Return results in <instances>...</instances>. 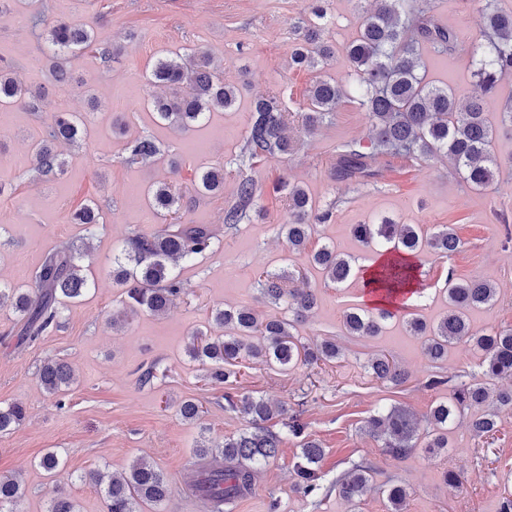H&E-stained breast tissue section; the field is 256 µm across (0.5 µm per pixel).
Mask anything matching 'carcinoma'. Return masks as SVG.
Instances as JSON below:
<instances>
[{
    "label": "carcinoma",
    "mask_w": 512,
    "mask_h": 512,
    "mask_svg": "<svg viewBox=\"0 0 512 512\" xmlns=\"http://www.w3.org/2000/svg\"><path fill=\"white\" fill-rule=\"evenodd\" d=\"M367 2L372 7L359 17L358 36L345 47L356 83L350 87L319 76L308 89L301 109L303 125L309 132L331 118L342 99L352 94L368 112L369 144L351 141L338 149L335 179L373 178L378 175V163L384 157L420 161L443 154L453 161L457 176L470 188L480 191L493 184L501 162L495 157L492 144L498 131L512 132V101L499 113L497 125H492L482 98L472 97L462 105L454 91L424 80L420 74L424 68L422 50L450 57L467 51L473 76L484 93L493 95L501 79L512 74V12L485 4L483 28L477 36L464 41L455 30L435 21L420 6L423 0ZM313 15L316 22L310 24L293 50L292 63L297 68L321 72L333 58L334 49L322 38L319 21L325 17L323 7H313ZM45 26L46 46L53 59L52 78L57 83L70 80L67 56L73 51L97 48L104 60L112 58V49L97 47L93 32L81 26L59 21L47 22ZM192 55L189 64L182 62L178 54L160 58L152 69V84L172 89L171 97L157 96L151 101L153 110L178 129H188L203 121L207 113L228 109L236 101L234 87L221 79L209 53L196 49ZM14 106L42 112L46 107L45 96L39 90H30L12 67L0 65V107ZM285 130L286 121L277 97H261L254 103L243 150L251 156L286 154L291 143ZM85 133L83 118L70 112L52 113L47 133L31 142L39 172L49 175L62 171L64 161L55 149L56 143L75 142ZM127 150L126 162L140 164L154 158L160 148L149 138H136ZM223 188L222 168L210 167L198 176L196 193L200 196L216 194ZM258 193L253 179L241 178L235 203L224 211V226L234 229L242 223ZM147 199L155 210L168 216L180 210L182 195L173 185L163 182L149 187ZM288 212V223L282 225L288 251L301 255L307 249L313 225L326 222L330 213L316 211L306 190L298 185L288 189ZM71 220L75 224H98L100 213L95 207L83 205L73 211ZM353 235L367 248H380L387 259L370 276L363 277L368 295L377 300L374 307H357L344 316V329L352 336L377 335L388 320L399 316L402 300L421 294L414 258L425 251L449 256L461 248L460 238L446 224L425 235L417 224H398L384 218L378 224L355 225ZM212 246L213 234L204 224H167L155 234L129 238L112 260L113 279L124 288L125 310L161 315L183 293L170 262L191 260ZM80 259L81 253L70 245L50 252L35 274L34 296L0 284V307L9 306L20 316L19 342L30 343L42 336L56 325L61 306L80 299L90 289ZM308 260L334 284H343L355 275L351 260L329 244L309 254ZM294 278L295 273L290 270L267 272L261 285L270 303H287L299 319L315 307L316 295L309 288L285 287V282ZM445 285L448 310L437 323L429 325L412 314L406 318L410 332L422 337L425 357L437 362L448 354L449 346L468 343L482 353L484 378H512V329L478 334L469 321L471 311L495 303L497 288L487 279H458L452 272L448 273ZM212 325L220 333L193 334L186 352L191 359L210 365L209 377L215 383L222 384L235 375L232 367L242 359L275 363L288 369L300 363L311 365L339 357L335 343L324 341L314 348L307 347L292 332L294 322L278 317L260 319L247 308H219L213 313ZM370 369L375 378L394 385L407 378L385 356L374 359ZM39 381L45 392L56 394L69 386L70 368L63 361H47L39 369ZM489 397L483 382L456 384L451 401L432 410L433 439L423 446L413 416L400 407L370 416L366 429L381 441L385 454L394 460L420 449L431 453L436 448L448 447V425L462 411H473L469 427L475 435L492 432L497 412L485 409ZM224 400L248 420L254 431L246 430L224 439L217 453L203 442L196 446L192 487L208 512H224V505L250 491L259 470L276 457L280 444L279 436L263 426L271 418V410L263 399L227 395ZM26 417V408L19 403L0 407V433L18 428ZM321 456L318 443L302 441L295 486L305 496L320 489ZM85 478L103 488L105 512H140L142 503L160 505L170 494L164 474L140 460L133 461L118 478L100 470ZM368 484L367 467L358 465L336 480V492L355 506ZM23 496L18 476L0 475V512H20ZM406 498L403 487L387 489L390 512H404Z\"/></svg>",
    "instance_id": "cac0c4a2"
}]
</instances>
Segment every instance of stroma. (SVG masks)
Returning <instances> with one entry per match:
<instances>
[{"mask_svg": "<svg viewBox=\"0 0 512 512\" xmlns=\"http://www.w3.org/2000/svg\"><path fill=\"white\" fill-rule=\"evenodd\" d=\"M433 17L462 38L475 36L482 14L471 0H430ZM329 24L323 37L335 51L328 73L347 81L351 73L343 53L358 28L361 0H322ZM313 0H5L0 6V65L8 64L31 89L42 91L48 107L41 113L11 111L0 125V283L34 291V274L46 254L70 243L91 245L81 264L90 282L88 294L63 308L57 326L36 341L18 345V315L0 307V406L20 403L23 425L0 435V474H18L25 494L22 512H46L57 493L78 504L81 512H104L98 486L88 472H122L145 458L167 478L171 496L161 507L143 512H205L188 487V463L198 441L217 445L247 427L230 410L225 393L250 394L286 414L273 415L268 430L281 437L277 457L258 474L252 491L232 512H388L387 486L406 489V512H497L499 500L512 493V411L499 413L495 433L474 436L467 417L448 428V445L429 456L416 453L394 460L380 442L364 431L376 411L402 407L427 425L431 410L450 400L454 382L482 379V355L457 344L441 362L428 361L421 340L402 321L389 322L378 336L346 334L348 309L367 305L362 280L336 287L306 257H293L301 274L298 288L313 289L317 305L293 332L305 345L328 340L341 350L338 359L290 370L243 360L237 377L215 385L208 368L192 361L186 347L190 334L206 328L220 306H246L260 315L288 318L287 305L269 304L261 292L263 272L285 268L288 244L281 226L288 221L283 184L302 186L316 210L331 219L315 225L310 244L334 243L356 265L372 261L352 236L355 224H374L384 216L433 232L453 227L461 249L446 256L426 252L417 261L424 295L409 310L435 323L446 310L442 293L447 274L479 276L498 288L496 303L473 312L474 330L485 333L512 327V133L499 132L493 143L503 166L495 183L475 191L459 181L448 158L417 164L388 159L377 182L356 184L332 178L339 145L366 140L367 112L357 100L340 103L331 120L315 134L300 122L288 125L295 146L290 153L250 157L243 152L253 103L276 93L288 111L302 107L314 71L290 64L292 51L312 19ZM81 24L105 44H121L109 62L98 53L72 56V81H53L41 18ZM206 49L224 81L236 89L232 108L210 113L202 124L173 130L148 106L158 92L149 80L154 63L172 53ZM426 77L453 87L458 97L477 93L470 59L426 55ZM91 117L88 136L60 145L61 173L39 175L30 144L55 112ZM139 137L156 141L162 153L149 165L125 162L128 143ZM224 168V190L194 198L193 183L203 167ZM252 177L262 194L250 218L237 229L224 226V211L236 199L239 179ZM167 182L186 198L182 223L208 225L215 235L212 251L180 263L176 272L184 291L164 316L128 315L124 326L112 325L121 308L122 289L112 279V257L124 241L151 234L162 225L145 199L130 201L128 186L139 190ZM98 207L101 224L88 228L70 221L78 205ZM391 356L408 378L400 385L380 381L367 368L377 355ZM48 359L69 363L73 383L57 394L46 393L37 371ZM153 370L150 383L140 376ZM439 387H429L431 378ZM203 407L197 424L186 423L182 401ZM299 414L305 433L323 450L318 469L320 490L295 493V464L300 441L289 433L288 413ZM57 451L62 465L46 473L37 461ZM372 469L371 488L357 507L341 499L336 480L354 466ZM455 471L461 488L448 486L446 471Z\"/></svg>", "mask_w": 512, "mask_h": 512, "instance_id": "obj_1", "label": "stroma"}]
</instances>
